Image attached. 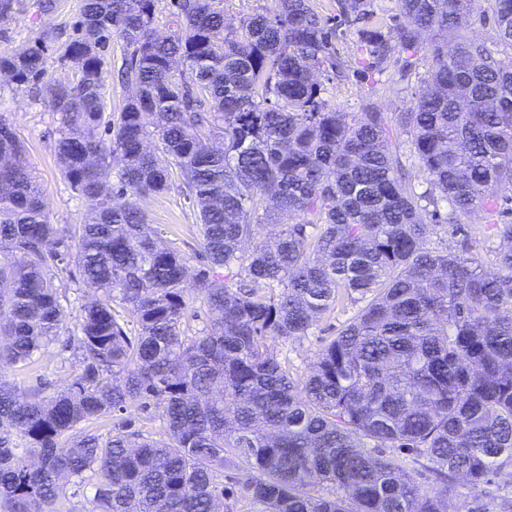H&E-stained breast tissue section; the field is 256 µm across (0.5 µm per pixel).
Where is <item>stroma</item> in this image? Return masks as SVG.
Returning a JSON list of instances; mask_svg holds the SVG:
<instances>
[{"label":"stroma","mask_w":512,"mask_h":512,"mask_svg":"<svg viewBox=\"0 0 512 512\" xmlns=\"http://www.w3.org/2000/svg\"><path fill=\"white\" fill-rule=\"evenodd\" d=\"M81 0H58L55 12L37 14L34 0H18L13 18L0 24V51H22L32 46L43 31L70 33ZM336 55L345 75L327 82L326 98L330 106L344 112L359 113L366 98H373L381 111L401 112L410 107L419 88L416 75H401L398 66H391L378 80L360 73V55L354 35H346L336 43ZM0 119L11 124L24 141L28 160L39 177V185L51 223L79 224L86 214V205L61 177L53 151L62 125L57 116L41 100L13 85H0ZM137 206L149 223L157 226L164 246L176 249L187 260L190 269H197V211L178 190L138 198ZM433 244L478 253L486 270H493V252L502 248V241L488 238L483 221L474 219L459 227L453 224L436 226ZM353 308H339L321 318L310 336L297 341L272 344V349L289 359L297 370H305L314 360L324 340L351 317ZM78 368L76 359L65 357L59 346L46 349L37 371L8 370L7 376L19 387L33 385L35 380L47 383L49 391L63 390Z\"/></svg>","instance_id":"35a3bbf8"}]
</instances>
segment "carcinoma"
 Instances as JSON below:
<instances>
[{
	"label": "carcinoma",
	"instance_id": "carcinoma-1",
	"mask_svg": "<svg viewBox=\"0 0 512 512\" xmlns=\"http://www.w3.org/2000/svg\"><path fill=\"white\" fill-rule=\"evenodd\" d=\"M156 2L82 0L58 48L72 80L47 76L42 47L0 52V82L59 116V172L88 206L82 224L51 223L0 120V512H58L68 484L93 489L84 512H512L509 499L457 502L459 480L476 490L512 470V222L497 219L512 67L467 38L475 0H395L387 31L374 0H336L326 19L311 0H274L235 32L224 0H172L166 37ZM488 2L512 47V0ZM357 23L363 71L426 62L408 110L369 101L357 117L324 98L316 75L339 74L336 39ZM114 38L128 93L112 113ZM175 187L198 211L199 299L186 259L132 202ZM480 213L507 243L496 271L427 245L437 224ZM83 285L95 295L69 328ZM349 305L307 371L271 349ZM56 341L78 359L64 390L4 378ZM131 408L164 436L123 417ZM124 53L123 42L119 39L112 40V46L107 55L108 59L112 61V65H107L104 69V92L108 109L117 112L122 105V102L127 94L126 89L117 80V69L121 65Z\"/></svg>",
	"mask_w": 512,
	"mask_h": 512
}]
</instances>
